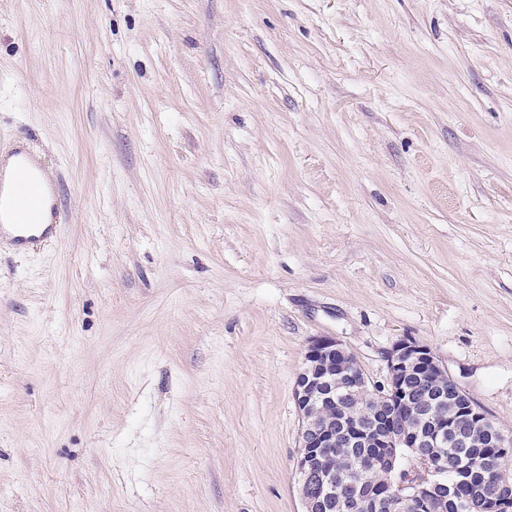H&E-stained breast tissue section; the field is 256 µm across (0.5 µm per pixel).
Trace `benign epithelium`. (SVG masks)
Returning a JSON list of instances; mask_svg holds the SVG:
<instances>
[{
    "mask_svg": "<svg viewBox=\"0 0 512 512\" xmlns=\"http://www.w3.org/2000/svg\"><path fill=\"white\" fill-rule=\"evenodd\" d=\"M356 361L354 354L332 336H314L306 344L303 365L297 375L293 400L300 414L298 453L294 461L297 489L305 512H314L321 497L311 493L318 486L328 493L335 475L336 449L349 441L365 442L376 448L388 470H396L399 448H441L448 435L458 439L473 438L474 431L484 432L488 444L509 452L512 440L494 429L489 414L462 387L448 368L425 343L403 338L386 353L385 384L380 388L369 385L363 378L347 386L345 397L350 404L333 419L325 415L324 403H336V397L321 393L322 387L336 382V375L345 372ZM421 372L425 385H448V392L466 399L468 427L457 424V418L434 416L435 402L420 398L406 389V378L412 369ZM424 467L420 479L408 476L389 482V492L382 495L375 488H350L340 497L341 502L359 498L376 512L384 498L395 497L396 512H437L436 501L448 497L444 473L448 461L442 457L419 456ZM480 512H512V498L484 494L479 499Z\"/></svg>",
    "mask_w": 512,
    "mask_h": 512,
    "instance_id": "1",
    "label": "benign epithelium"
}]
</instances>
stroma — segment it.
Returning <instances> with one entry per match:
<instances>
[{"label": "stroma", "instance_id": "stroma-1", "mask_svg": "<svg viewBox=\"0 0 512 512\" xmlns=\"http://www.w3.org/2000/svg\"><path fill=\"white\" fill-rule=\"evenodd\" d=\"M0 512H303L296 377L412 337L512 436V0H0ZM22 153L21 150L13 149L12 152L5 154L3 163L0 162V208L2 214L5 213L10 217H16L31 203L30 191L25 188L13 186L7 198H4L1 191V180L4 166L10 161V158ZM29 171L38 177L42 188L45 190L42 210L35 216L37 223L43 226L41 231L37 234L32 233L31 224H20L21 222L18 220L14 221L18 224L0 225V239L8 238L13 246L20 250L38 245H49L58 238L59 224H48L50 221L51 195L47 174L39 165L29 166Z\"/></svg>", "mask_w": 512, "mask_h": 512}]
</instances>
